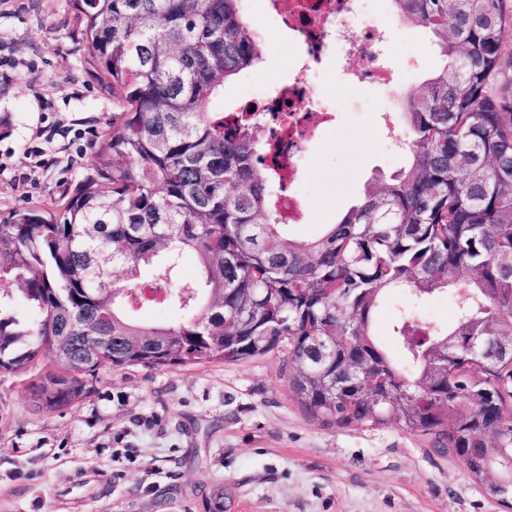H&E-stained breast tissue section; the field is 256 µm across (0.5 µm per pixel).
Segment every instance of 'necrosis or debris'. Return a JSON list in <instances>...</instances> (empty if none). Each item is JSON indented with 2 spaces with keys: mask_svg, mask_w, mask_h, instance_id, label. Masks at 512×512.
Returning <instances> with one entry per match:
<instances>
[{
  "mask_svg": "<svg viewBox=\"0 0 512 512\" xmlns=\"http://www.w3.org/2000/svg\"><path fill=\"white\" fill-rule=\"evenodd\" d=\"M265 13L279 17L297 39L300 53L288 81L272 82L263 92L266 109L274 118L277 137L287 143L281 159L285 189L278 199L289 223H301L304 204L295 191L308 144L333 121L321 97V64L340 52L354 59L362 82L393 85L386 64L387 45L375 25L376 6L371 0H262Z\"/></svg>",
  "mask_w": 512,
  "mask_h": 512,
  "instance_id": "1",
  "label": "necrosis or debris"
}]
</instances>
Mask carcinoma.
Returning <instances> with one entry per match:
<instances>
[{
  "instance_id": "carcinoma-1",
  "label": "carcinoma",
  "mask_w": 512,
  "mask_h": 512,
  "mask_svg": "<svg viewBox=\"0 0 512 512\" xmlns=\"http://www.w3.org/2000/svg\"><path fill=\"white\" fill-rule=\"evenodd\" d=\"M72 2L116 110L64 202L0 216V371L53 355L63 374L38 392L55 411L86 397L103 365L233 363L285 340L288 387L311 415L436 433L512 509V489L484 468L512 447V357L490 364L468 345L512 321V83L495 85L512 65V0H393L445 62L406 100L407 165L311 240L272 207L279 182L254 113L224 128V80L264 59L242 0ZM187 254L192 279L179 276ZM461 274L452 330L406 309L392 325L399 357L376 344L390 291L446 294ZM15 296L34 321L3 312ZM155 306L194 317L137 319ZM450 351L448 373H431ZM350 361L365 375L334 385ZM204 501L224 512V484Z\"/></svg>"
}]
</instances>
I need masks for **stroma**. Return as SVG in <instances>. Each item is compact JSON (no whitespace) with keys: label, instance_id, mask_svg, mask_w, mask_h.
I'll list each match as a JSON object with an SVG mask.
<instances>
[{"label":"stroma","instance_id":"1","mask_svg":"<svg viewBox=\"0 0 512 512\" xmlns=\"http://www.w3.org/2000/svg\"><path fill=\"white\" fill-rule=\"evenodd\" d=\"M377 23L398 89L338 93V83L356 81L354 66L326 61L336 123L309 148L298 192L310 221L291 226L293 237H317L406 163L379 111L400 114L402 96L443 58L429 31L383 10ZM82 27L70 0H0V59L15 64L0 79V214L62 200L94 162L78 135L108 128L112 94L87 62ZM264 29L263 62L225 82V106L287 78L297 48L272 24ZM412 304L399 292L376 309L373 334L388 352L391 325ZM416 307L421 319L456 321L452 298ZM56 369L43 354L0 374V512H205L201 489L215 483L224 512H508L435 435L311 416L289 391L279 353L160 371L105 366L86 397L49 411L33 386Z\"/></svg>","mask_w":512,"mask_h":512}]
</instances>
